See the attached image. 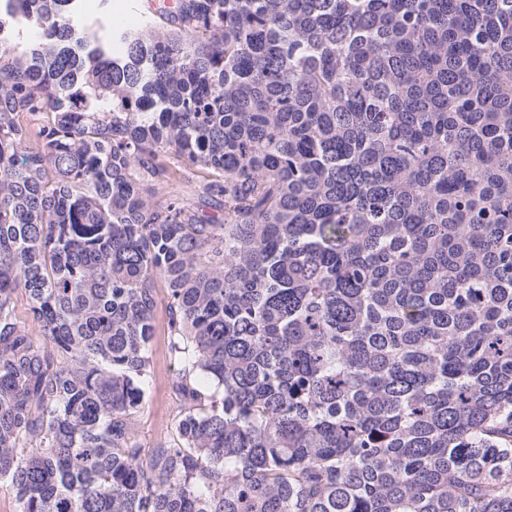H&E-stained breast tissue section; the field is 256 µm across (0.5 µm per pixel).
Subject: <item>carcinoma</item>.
<instances>
[{"label":"carcinoma","mask_w":512,"mask_h":512,"mask_svg":"<svg viewBox=\"0 0 512 512\" xmlns=\"http://www.w3.org/2000/svg\"><path fill=\"white\" fill-rule=\"evenodd\" d=\"M107 2L0 9L17 512H512V0ZM138 1V2H135ZM159 0H111L110 8L114 21L131 29H138L144 19L149 2ZM155 336L151 353V382L136 420L139 439L148 452L159 443H172L175 437L174 415L178 405L172 382L177 365L166 346V289L156 284Z\"/></svg>","instance_id":"1"}]
</instances>
